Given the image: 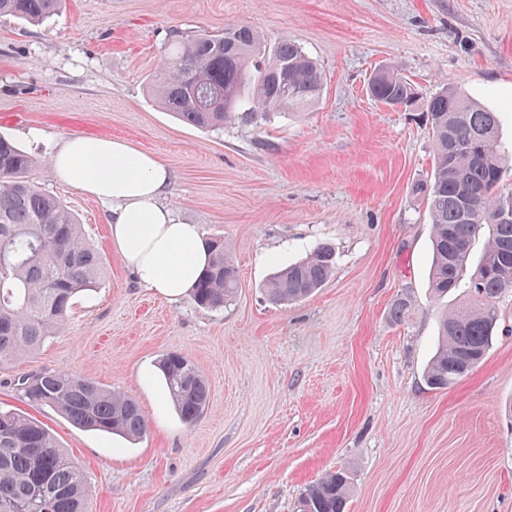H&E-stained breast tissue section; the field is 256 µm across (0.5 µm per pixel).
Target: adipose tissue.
I'll use <instances>...</instances> for the list:
<instances>
[{
  "label": "adipose tissue",
  "instance_id": "ef3b65f1",
  "mask_svg": "<svg viewBox=\"0 0 512 512\" xmlns=\"http://www.w3.org/2000/svg\"><path fill=\"white\" fill-rule=\"evenodd\" d=\"M54 174L112 206V243L136 281L176 300L205 271L210 251L198 225L176 218L163 198L170 172L154 156L110 138L72 135L56 148Z\"/></svg>",
  "mask_w": 512,
  "mask_h": 512
}]
</instances>
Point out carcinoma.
<instances>
[{"instance_id":"1","label":"carcinoma","mask_w":512,"mask_h":512,"mask_svg":"<svg viewBox=\"0 0 512 512\" xmlns=\"http://www.w3.org/2000/svg\"><path fill=\"white\" fill-rule=\"evenodd\" d=\"M64 0H0V17L36 22L59 12ZM171 57L152 80L166 111L186 125L220 131L226 124H256L275 115L309 110L326 82L322 67L294 40L269 42L247 25L224 31L175 34ZM372 98L425 113L436 153L429 181L416 185L426 198L432 227L428 284L433 299L463 289V301L439 318V344L425 371L426 384L446 389L477 368L496 335L498 300L512 291V208L504 188L509 166L499 113L446 83L428 98L396 69L374 73ZM33 159L0 134V365L39 349L55 335L75 296L105 274L103 255L85 238L75 215L29 179ZM488 235L473 273L466 262L472 241ZM209 265L190 290L196 307L221 310L238 291V274L211 237ZM334 249L319 245L305 259L279 269L267 296L283 305L321 288L334 268ZM168 395L183 423H195L208 406L210 386L191 360L170 353L159 362ZM35 407H50L74 426L130 439L147 428L137 401L70 370L17 380ZM90 491L74 461L36 418L0 409V512H85ZM350 476L338 469L309 485L299 512H346Z\"/></svg>"}]
</instances>
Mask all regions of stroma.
Returning a JSON list of instances; mask_svg holds the SVG:
<instances>
[{
	"label": "stroma",
	"mask_w": 512,
	"mask_h": 512,
	"mask_svg": "<svg viewBox=\"0 0 512 512\" xmlns=\"http://www.w3.org/2000/svg\"><path fill=\"white\" fill-rule=\"evenodd\" d=\"M237 23L299 43L327 76L319 101L258 126L180 123L150 93L171 31ZM391 65L420 96L445 78L498 112L512 145V0H64L39 24L0 18V131L108 260L58 335L0 366V405L41 420L82 468L87 512H297L339 468L348 512H512V293L483 363L429 388L438 308L413 188L431 176L433 143L421 113L371 98L372 74ZM70 135L123 139L167 166L166 203L223 238L238 269L230 304L203 310L136 282L112 247L109 204L51 169ZM322 243L336 254L330 279L270 304L273 272ZM402 297L412 311L397 322ZM174 352L210 385L190 426L158 370ZM51 369L133 396L146 433L104 436L32 409L14 383Z\"/></svg>",
	"instance_id": "obj_1"
}]
</instances>
